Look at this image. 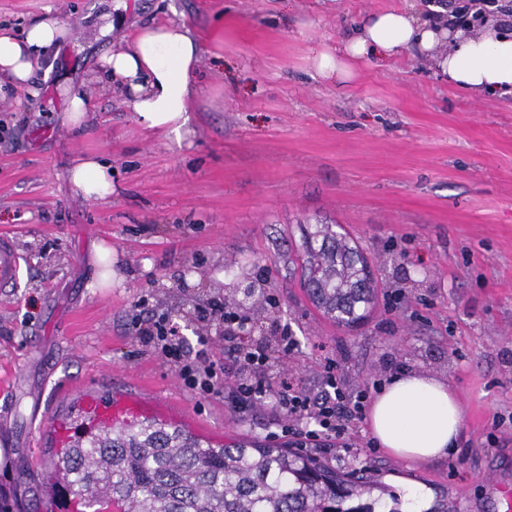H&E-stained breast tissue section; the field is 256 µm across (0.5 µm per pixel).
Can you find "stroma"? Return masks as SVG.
I'll use <instances>...</instances> for the list:
<instances>
[{"label": "stroma", "mask_w": 512, "mask_h": 512, "mask_svg": "<svg viewBox=\"0 0 512 512\" xmlns=\"http://www.w3.org/2000/svg\"><path fill=\"white\" fill-rule=\"evenodd\" d=\"M406 0H0V28L23 36L49 16L70 35L34 67L38 98L0 99V234L21 255L0 289V422L11 461L0 496L40 501L48 433L90 392L158 398L218 446L257 440L295 449L271 399L243 407L240 366L218 323L221 302L263 321L268 364L250 375L276 391L281 374L315 395L326 359L347 395L373 397L411 371L449 382L464 414L456 454L424 464L391 456L368 422L351 448L307 447L341 470L378 478L404 512H502L487 483L512 487V97H469L427 57L320 77L313 57L367 16ZM114 21L110 36L97 29ZM179 19L201 46L192 132L182 144L142 127L117 81L92 71L128 48L142 24ZM82 85L91 119L62 123ZM112 167V196L90 203L69 182L79 154ZM339 226L372 277L366 316L340 325L303 286L305 236ZM112 248V285L93 287L92 245ZM231 275L266 297L226 290ZM167 318L185 348L209 338L224 366L216 390L187 388L136 330ZM288 332L284 349L274 337Z\"/></svg>", "instance_id": "35a3bbf8"}]
</instances>
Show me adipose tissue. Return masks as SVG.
<instances>
[{
	"mask_svg": "<svg viewBox=\"0 0 512 512\" xmlns=\"http://www.w3.org/2000/svg\"><path fill=\"white\" fill-rule=\"evenodd\" d=\"M67 28L42 17L28 26L24 37L0 32V85L26 90L38 97L31 77L39 53L64 40ZM448 41L447 55L434 57L440 41ZM418 49L433 57L435 68L450 84L476 96L512 95V23L484 19L478 31L425 19L415 6L368 16L354 35L335 49L316 53V71L345 80L355 63L391 59ZM200 45L180 20L150 23L134 30L128 49L102 55L104 72L119 77L128 104L145 128L182 140L196 96ZM70 180L81 196L97 202L112 195V171L90 154L75 159ZM463 418L460 401L443 380L415 372L393 376L376 394L369 412L370 428L391 455L422 463L454 452Z\"/></svg>",
	"mask_w": 512,
	"mask_h": 512,
	"instance_id": "ef3b65f1",
	"label": "adipose tissue"
}]
</instances>
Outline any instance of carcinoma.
<instances>
[{"label":"carcinoma","mask_w":512,"mask_h":512,"mask_svg":"<svg viewBox=\"0 0 512 512\" xmlns=\"http://www.w3.org/2000/svg\"><path fill=\"white\" fill-rule=\"evenodd\" d=\"M317 236V249L306 241L307 292L334 321L354 324L370 296V289L356 287L368 280L356 268L358 251L327 225ZM373 490L366 477L286 448H215L156 420L120 431L75 430L49 457L44 480V497L77 498L89 512H106L109 501L122 503V512H400L378 499L352 504Z\"/></svg>","instance_id":"obj_1"}]
</instances>
